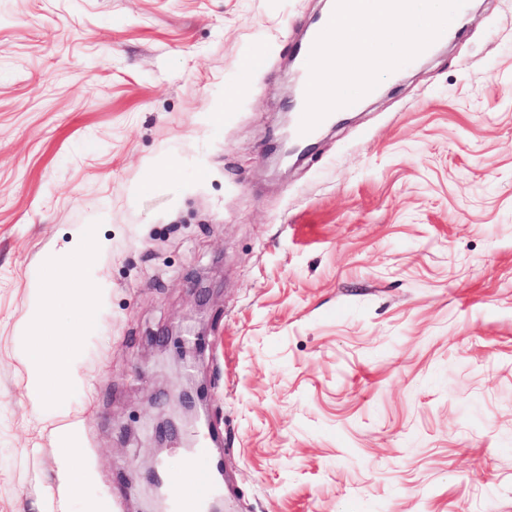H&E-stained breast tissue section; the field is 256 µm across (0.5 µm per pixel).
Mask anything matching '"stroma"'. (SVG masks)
<instances>
[{
    "instance_id": "35a3bbf8",
    "label": "stroma",
    "mask_w": 512,
    "mask_h": 512,
    "mask_svg": "<svg viewBox=\"0 0 512 512\" xmlns=\"http://www.w3.org/2000/svg\"><path fill=\"white\" fill-rule=\"evenodd\" d=\"M323 6L0 0V512H142L146 469L185 456L154 441V340L198 322L224 512H512V0L279 165ZM80 236L101 300L42 406L19 334Z\"/></svg>"
}]
</instances>
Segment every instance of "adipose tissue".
Listing matches in <instances>:
<instances>
[{
	"label": "adipose tissue",
	"mask_w": 512,
	"mask_h": 512,
	"mask_svg": "<svg viewBox=\"0 0 512 512\" xmlns=\"http://www.w3.org/2000/svg\"><path fill=\"white\" fill-rule=\"evenodd\" d=\"M90 246V241H76L70 250L51 261L52 267L68 280L63 299L72 313L70 327L75 332L81 329L85 314L98 299V292L92 288L80 263ZM49 302V288L38 284L21 333V354L28 374L27 390L35 402L43 405L78 379L79 345L76 340L59 338L58 328L47 319Z\"/></svg>",
	"instance_id": "obj_1"
}]
</instances>
